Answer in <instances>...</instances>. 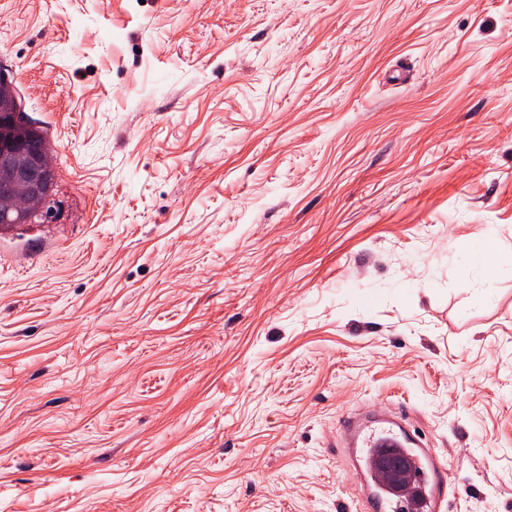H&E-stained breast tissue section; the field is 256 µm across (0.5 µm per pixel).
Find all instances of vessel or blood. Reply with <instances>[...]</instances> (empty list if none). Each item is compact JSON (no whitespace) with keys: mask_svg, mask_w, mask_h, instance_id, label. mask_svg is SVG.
Returning a JSON list of instances; mask_svg holds the SVG:
<instances>
[{"mask_svg":"<svg viewBox=\"0 0 512 512\" xmlns=\"http://www.w3.org/2000/svg\"><path fill=\"white\" fill-rule=\"evenodd\" d=\"M349 463L363 475V494L373 512H441L448 494L442 465L421 437L398 417L380 410L369 416L345 418L340 424ZM386 456L407 460L412 473L409 491L393 490L377 461Z\"/></svg>","mask_w":512,"mask_h":512,"instance_id":"1","label":"vessel or blood"}]
</instances>
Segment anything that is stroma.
<instances>
[{
	"label": "stroma",
	"instance_id": "obj_1",
	"mask_svg": "<svg viewBox=\"0 0 512 512\" xmlns=\"http://www.w3.org/2000/svg\"><path fill=\"white\" fill-rule=\"evenodd\" d=\"M0 67V512H367L375 405L512 512V0H0ZM24 103L19 96L14 79L3 77L0 74V111L13 112L21 115ZM17 114L2 115L0 117V162L7 164L12 155L17 152L22 142L19 137L25 138L45 152H51L50 141L45 131L24 125L19 131V137L13 133V127L17 125ZM44 172H54L53 159L50 155L43 153L34 168L23 171L18 174V181L25 184L29 191L27 194L15 199L17 209H32L37 198V184ZM512 263V253L502 255L497 245L489 239L477 240L469 245L465 253V276L471 269L487 270L501 263Z\"/></svg>",
	"mask_w": 512,
	"mask_h": 512
}]
</instances>
